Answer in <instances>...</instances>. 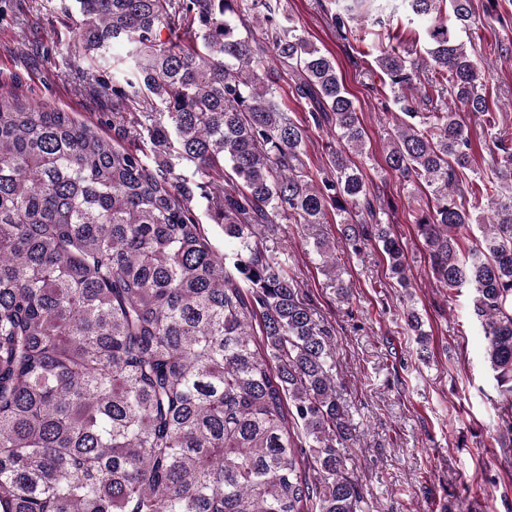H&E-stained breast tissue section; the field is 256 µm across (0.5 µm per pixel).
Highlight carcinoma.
Masks as SVG:
<instances>
[{
    "label": "carcinoma",
    "instance_id": "obj_1",
    "mask_svg": "<svg viewBox=\"0 0 512 512\" xmlns=\"http://www.w3.org/2000/svg\"><path fill=\"white\" fill-rule=\"evenodd\" d=\"M337 35L371 43L401 112L384 168L427 190L412 214L448 299L474 290L485 361L512 437V150L497 147L473 217L459 112L493 122L482 63L441 18L471 0H328ZM112 83V138L44 102L0 94V512H364L345 471L348 410L324 323L264 237L341 225L402 288L404 251L352 159L365 129L335 60L284 0H60ZM424 24L428 62L358 25ZM428 68L416 105L419 69ZM288 75L308 105L278 95ZM330 126L325 167L308 132ZM138 145L129 149L125 141ZM230 170L232 186L221 184ZM233 245L221 257L197 199ZM484 226L469 239L470 225ZM408 329L426 349L415 310Z\"/></svg>",
    "mask_w": 512,
    "mask_h": 512
}]
</instances>
